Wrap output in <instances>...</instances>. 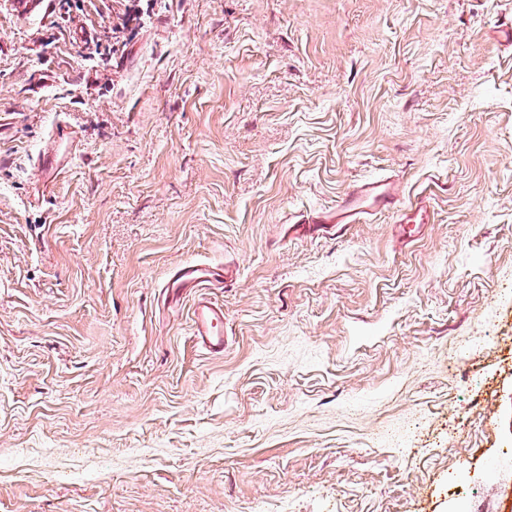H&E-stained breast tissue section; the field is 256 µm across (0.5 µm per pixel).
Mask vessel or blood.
I'll use <instances>...</instances> for the list:
<instances>
[{
  "label": "vessel or blood",
  "mask_w": 512,
  "mask_h": 512,
  "mask_svg": "<svg viewBox=\"0 0 512 512\" xmlns=\"http://www.w3.org/2000/svg\"><path fill=\"white\" fill-rule=\"evenodd\" d=\"M78 147L76 130L67 124H58L36 158L38 170L55 177L62 175ZM429 208V202L424 199L404 203L397 186L389 179L366 180L346 192L334 211L303 221L295 225L294 231L300 236L336 237L346 225L390 210L396 213L403 233L412 235L428 223ZM233 277V269L226 266L186 263L177 267L164 287L168 298L190 297L193 340L213 356L223 355L227 339L224 335V309L211 301L208 292L224 287Z\"/></svg>",
  "instance_id": "obj_1"
}]
</instances>
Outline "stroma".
<instances>
[{"label": "stroma", "mask_w": 512, "mask_h": 512, "mask_svg": "<svg viewBox=\"0 0 512 512\" xmlns=\"http://www.w3.org/2000/svg\"><path fill=\"white\" fill-rule=\"evenodd\" d=\"M512 0H0V512H512ZM80 131L44 195L34 157ZM428 193L288 227L354 184ZM233 264L228 345L164 306ZM430 204L426 199L405 204L395 183L387 178L363 181L344 194L336 204V210L305 220L302 224H291L300 236L337 237L347 224L362 220L387 210L397 214L399 228L411 238L424 225L429 224ZM233 277L234 270L228 266L186 263L177 267L164 287L167 298H191L193 341L213 356L223 355L227 339L224 336V307L212 302L208 291L223 288Z\"/></svg>", "instance_id": "stroma-1"}]
</instances>
